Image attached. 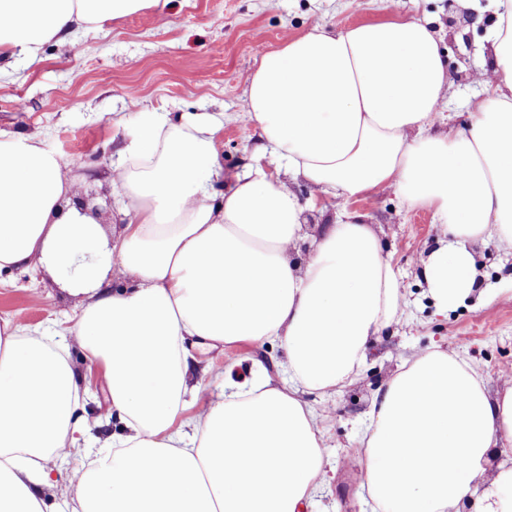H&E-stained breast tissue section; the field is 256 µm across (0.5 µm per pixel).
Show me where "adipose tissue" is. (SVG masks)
<instances>
[{
    "instance_id": "obj_1",
    "label": "adipose tissue",
    "mask_w": 512,
    "mask_h": 512,
    "mask_svg": "<svg viewBox=\"0 0 512 512\" xmlns=\"http://www.w3.org/2000/svg\"><path fill=\"white\" fill-rule=\"evenodd\" d=\"M151 0H0V58L40 61ZM485 96L464 128H443L448 73L427 22L323 26L265 51L245 110L280 174L225 178L218 127L152 117L118 150L112 184L126 218L113 231L74 203L81 179L34 136L0 138V271H67L82 297L75 329L107 378L123 423L88 459L80 391L63 348L0 322V512H44L46 461L73 453L71 512H305L324 469L323 438L301 397L353 382L374 339L399 323L400 280L372 225L338 201L396 188L431 207L445 234L422 275L439 308L475 293L473 243L512 250V0H496ZM312 187L309 199L296 183ZM338 210L311 230L310 210ZM199 344L279 341L288 379L220 378L204 411L189 385ZM512 442V381L489 392L465 358L405 361L372 405L357 459L373 512H512V464L479 487Z\"/></svg>"
}]
</instances>
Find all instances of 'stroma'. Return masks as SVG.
I'll return each mask as SVG.
<instances>
[{"label": "stroma", "mask_w": 512, "mask_h": 512, "mask_svg": "<svg viewBox=\"0 0 512 512\" xmlns=\"http://www.w3.org/2000/svg\"><path fill=\"white\" fill-rule=\"evenodd\" d=\"M395 16L427 21L440 37L449 75L441 110L449 126H466L482 94L474 76L489 63L486 34L495 0H399L395 7L389 0H160L156 7L78 32L68 44L48 43L38 63L12 59L0 71V135H35L62 155L83 174V191L108 224L116 199L112 165L139 116L155 114L173 123L213 116L222 124L217 148L225 174L257 165L278 171L270 153L260 151L259 132L242 109L258 53L316 25L338 31ZM132 86L139 90L136 108L127 93ZM350 207L362 223L375 226L399 276L407 317L372 343L351 384L333 395L303 393L318 417L326 460V479L306 512H372L362 475L348 461L363 450L377 394L406 360L435 349L464 356L493 391L500 375H512V256L493 242L475 243L482 299L442 311L417 263L443 231L432 210L408 206L393 188ZM80 305L79 297L60 291L44 270L0 272V320L38 328L67 347L84 396L77 414L94 422L85 439L100 448L111 443L120 422L109 411L103 372L85 362L69 332ZM284 361L276 341L221 344L197 350L188 377L209 391L228 367L243 378L259 370L279 380L286 376ZM80 463L77 457L49 461L47 512H64L71 504L69 473Z\"/></svg>", "instance_id": "obj_1"}]
</instances>
